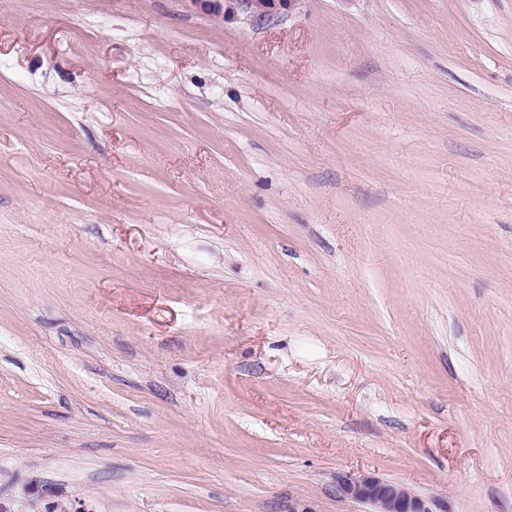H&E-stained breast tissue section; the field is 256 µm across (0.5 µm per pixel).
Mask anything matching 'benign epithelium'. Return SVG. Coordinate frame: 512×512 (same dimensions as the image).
<instances>
[{
  "instance_id": "obj_1",
  "label": "benign epithelium",
  "mask_w": 512,
  "mask_h": 512,
  "mask_svg": "<svg viewBox=\"0 0 512 512\" xmlns=\"http://www.w3.org/2000/svg\"><path fill=\"white\" fill-rule=\"evenodd\" d=\"M199 8L226 21L243 19L253 26L272 20L297 0H191ZM345 498L369 507L367 512H436L438 503L374 474L337 477Z\"/></svg>"
}]
</instances>
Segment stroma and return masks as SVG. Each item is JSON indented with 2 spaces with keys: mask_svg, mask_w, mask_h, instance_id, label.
I'll list each match as a JSON object with an SVG mask.
<instances>
[{
  "mask_svg": "<svg viewBox=\"0 0 512 512\" xmlns=\"http://www.w3.org/2000/svg\"><path fill=\"white\" fill-rule=\"evenodd\" d=\"M512 512V0H0V504ZM199 8L224 21L243 19L252 26L272 20L282 10H288L297 0H192ZM338 491L344 498L367 505L363 512H440L435 500L417 495L407 488L374 474L337 477Z\"/></svg>",
  "mask_w": 512,
  "mask_h": 512,
  "instance_id": "obj_1",
  "label": "stroma"
}]
</instances>
